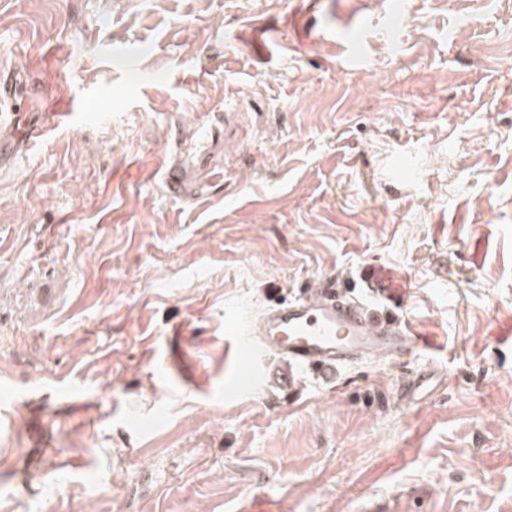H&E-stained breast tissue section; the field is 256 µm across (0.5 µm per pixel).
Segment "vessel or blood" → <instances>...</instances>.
Masks as SVG:
<instances>
[{
	"instance_id": "1",
	"label": "vessel or blood",
	"mask_w": 512,
	"mask_h": 512,
	"mask_svg": "<svg viewBox=\"0 0 512 512\" xmlns=\"http://www.w3.org/2000/svg\"><path fill=\"white\" fill-rule=\"evenodd\" d=\"M165 184L177 197L203 196L202 189L176 166L167 169ZM419 339V333L409 327L369 319L357 303L337 292L335 282L329 281L311 295L265 310L251 324L247 337L236 342L234 351L241 377L249 386L260 379L253 364L260 350L323 375L372 354L402 356ZM434 387V371L424 368L407 380L403 390L412 403L419 404L430 397Z\"/></svg>"
}]
</instances>
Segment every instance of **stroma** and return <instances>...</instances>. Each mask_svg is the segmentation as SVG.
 Masks as SVG:
<instances>
[{
  "label": "stroma",
  "mask_w": 512,
  "mask_h": 512,
  "mask_svg": "<svg viewBox=\"0 0 512 512\" xmlns=\"http://www.w3.org/2000/svg\"><path fill=\"white\" fill-rule=\"evenodd\" d=\"M511 50L512 0H0V512H512ZM328 280L427 345L242 386ZM165 184L168 191L176 197L191 196L199 199L208 195L197 185L193 184L187 173L180 167L171 166L166 170ZM435 387V373L428 367L416 371L404 384L406 397L414 404L426 401Z\"/></svg>",
  "instance_id": "1"
}]
</instances>
